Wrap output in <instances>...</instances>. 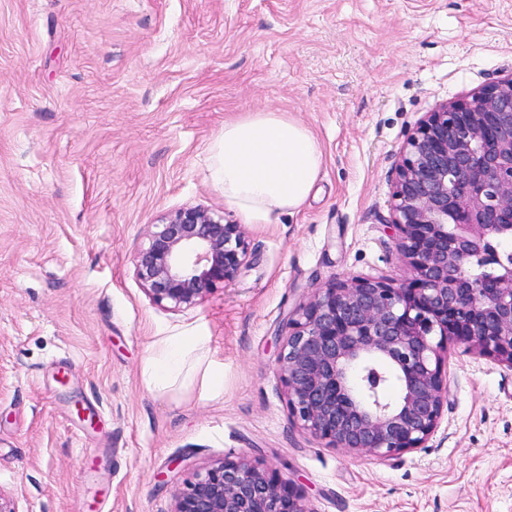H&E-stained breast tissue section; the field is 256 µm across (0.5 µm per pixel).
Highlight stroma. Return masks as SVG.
I'll list each match as a JSON object with an SVG mask.
<instances>
[{
  "label": "stroma",
  "mask_w": 512,
  "mask_h": 512,
  "mask_svg": "<svg viewBox=\"0 0 512 512\" xmlns=\"http://www.w3.org/2000/svg\"><path fill=\"white\" fill-rule=\"evenodd\" d=\"M512 75V0H0V492L21 512H170L245 456L312 512H512V371L455 345L425 447L388 461L290 418L281 330L315 289L410 279L388 225L400 148L443 102ZM288 114L316 193L248 224L212 168L224 122ZM225 210L254 265L195 308L152 305L148 224ZM209 339L224 392L149 391L155 337Z\"/></svg>",
  "instance_id": "1"
}]
</instances>
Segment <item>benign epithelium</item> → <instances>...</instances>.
<instances>
[{"mask_svg": "<svg viewBox=\"0 0 512 512\" xmlns=\"http://www.w3.org/2000/svg\"><path fill=\"white\" fill-rule=\"evenodd\" d=\"M391 228L412 278L338 280L285 323L277 373L292 420L328 448L389 460L424 447L455 344L512 371V75L426 113L400 151ZM253 265L241 224L185 205L148 225L134 275L182 311ZM171 512H312L246 457L198 469Z\"/></svg>", "mask_w": 512, "mask_h": 512, "instance_id": "obj_1", "label": "benign epithelium"}]
</instances>
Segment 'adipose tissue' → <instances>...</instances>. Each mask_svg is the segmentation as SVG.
I'll return each mask as SVG.
<instances>
[{
	"mask_svg": "<svg viewBox=\"0 0 512 512\" xmlns=\"http://www.w3.org/2000/svg\"><path fill=\"white\" fill-rule=\"evenodd\" d=\"M323 165L312 131L287 114L246 112L225 121L213 180L224 202L256 224L299 210L314 190ZM142 377L158 393L224 391V374L211 360L207 337L191 331L159 336L144 360Z\"/></svg>",
	"mask_w": 512,
	"mask_h": 512,
	"instance_id": "adipose-tissue-1",
	"label": "adipose tissue"
}]
</instances>
